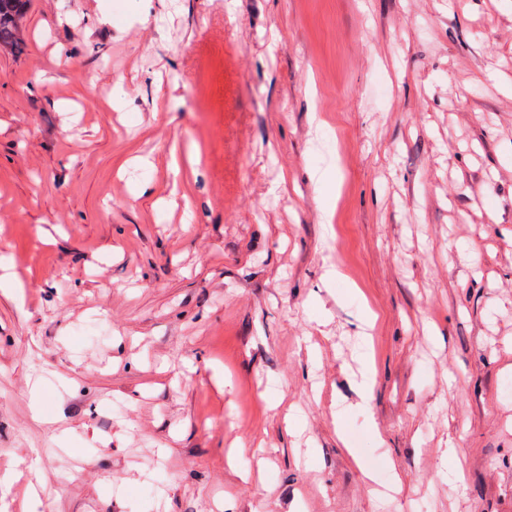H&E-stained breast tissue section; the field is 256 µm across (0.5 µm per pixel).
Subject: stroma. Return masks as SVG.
<instances>
[{
	"label": "stroma",
	"mask_w": 512,
	"mask_h": 512,
	"mask_svg": "<svg viewBox=\"0 0 512 512\" xmlns=\"http://www.w3.org/2000/svg\"><path fill=\"white\" fill-rule=\"evenodd\" d=\"M0 255L6 512H512V0H32Z\"/></svg>",
	"instance_id": "1"
}]
</instances>
